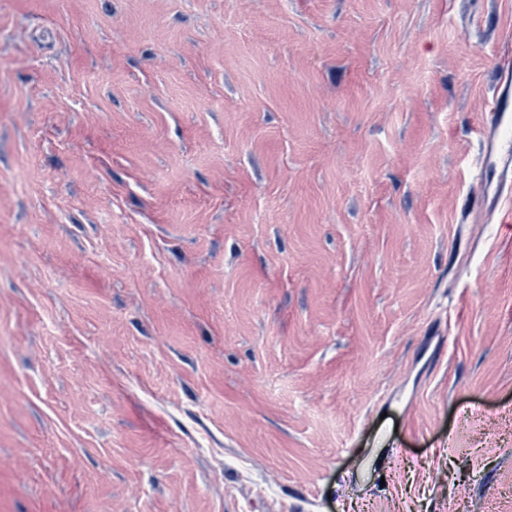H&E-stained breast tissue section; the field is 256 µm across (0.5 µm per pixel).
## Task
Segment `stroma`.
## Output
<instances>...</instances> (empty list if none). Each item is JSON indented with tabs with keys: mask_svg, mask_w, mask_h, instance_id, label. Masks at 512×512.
<instances>
[{
	"mask_svg": "<svg viewBox=\"0 0 512 512\" xmlns=\"http://www.w3.org/2000/svg\"><path fill=\"white\" fill-rule=\"evenodd\" d=\"M512 0H0V512H512ZM489 105L483 120L482 145L472 167L479 182L478 207L493 220L506 201L510 204L512 187V65L509 57L498 66Z\"/></svg>",
	"mask_w": 512,
	"mask_h": 512,
	"instance_id": "35a3bbf8",
	"label": "stroma"
}]
</instances>
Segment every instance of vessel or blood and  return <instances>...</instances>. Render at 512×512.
<instances>
[{
  "instance_id": "b4317fda",
  "label": "vessel or blood",
  "mask_w": 512,
  "mask_h": 512,
  "mask_svg": "<svg viewBox=\"0 0 512 512\" xmlns=\"http://www.w3.org/2000/svg\"><path fill=\"white\" fill-rule=\"evenodd\" d=\"M481 142L472 162L479 182L477 204L492 219L512 194V60L507 58L500 62L496 72Z\"/></svg>"
}]
</instances>
